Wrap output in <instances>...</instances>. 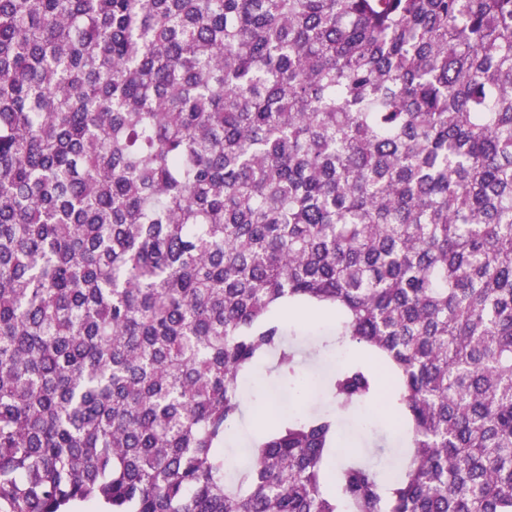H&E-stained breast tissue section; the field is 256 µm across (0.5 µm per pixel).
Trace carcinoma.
<instances>
[{
	"instance_id": "obj_1",
	"label": "carcinoma",
	"mask_w": 512,
	"mask_h": 512,
	"mask_svg": "<svg viewBox=\"0 0 512 512\" xmlns=\"http://www.w3.org/2000/svg\"><path fill=\"white\" fill-rule=\"evenodd\" d=\"M346 357L335 409L224 447ZM389 383L412 455L336 410ZM512 512V0H0V512ZM287 335L296 342L304 350L300 353L299 359L301 366L311 372L329 371L336 369V358L334 353L328 349H322L319 359H310L307 351L316 343L312 342V337L328 336L332 334L330 331L334 327V323L328 327L302 326L294 324L292 321H284ZM341 430L344 437L339 456L355 453L367 464L377 465L388 472L401 464L397 459V448L405 446L401 439V429L396 420L378 416L371 424L361 425L356 412H339Z\"/></svg>"
}]
</instances>
